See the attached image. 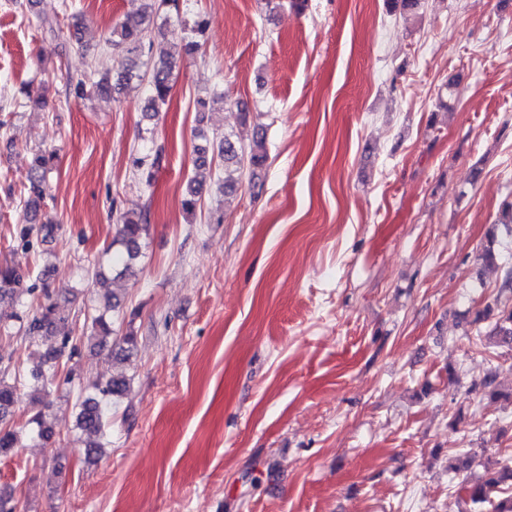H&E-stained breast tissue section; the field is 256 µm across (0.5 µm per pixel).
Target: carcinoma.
I'll return each instance as SVG.
<instances>
[{
    "label": "carcinoma",
    "mask_w": 512,
    "mask_h": 512,
    "mask_svg": "<svg viewBox=\"0 0 512 512\" xmlns=\"http://www.w3.org/2000/svg\"><path fill=\"white\" fill-rule=\"evenodd\" d=\"M163 6L179 9V0H146L144 9L126 17L112 27L104 40L105 52L123 54L119 69H104L94 62L89 72L80 76H70L67 80L69 91L81 98L92 88L99 93H108L114 86L135 84L146 86L148 95L145 99L144 111L158 112L166 105L172 91V75L177 61L186 56L196 55L201 44L195 39L184 40L174 46V50L159 60H153L146 70H141L140 57L145 48L153 45L154 40L165 38L164 25H156L154 18ZM198 137L205 144L194 147L193 171L188 179L183 198L186 211H194L207 189L208 181L219 176V166H224V193L235 192L242 185L244 172H249L250 179L257 178V171L264 167L267 160L264 139L253 136L247 144L240 136L235 138L226 135L218 145L211 144L204 132ZM54 160L51 151H39L34 154L29 170L25 192L27 201L26 214L31 224L20 230V238L30 242L32 235H40L43 227L32 224L36 219L40 203L46 198V175L50 163ZM162 153L159 150L144 151L135 158L137 170L147 172L146 181H151L152 169L160 166ZM148 232L146 213L124 214L120 217L116 237L112 245L105 249L110 255L112 279L135 277L138 274V260L141 254L142 241ZM506 233L512 237V201L502 204L498 219L489 225L485 234L486 242L476 256V262L483 268H499L502 279L498 295L493 301L475 311L470 325L475 328V336L489 345L506 344L512 347V303L501 302L500 295L512 293V254H504L500 250L499 236ZM36 284L31 276L17 271L8 264L0 263V300L8 298L16 302L33 295ZM43 301L36 312L20 315L16 312L0 317V329L10 332L13 325L10 321L20 322L22 335L34 342L42 336H55L58 329L69 323L70 313L61 308L54 298V291L41 289ZM122 301L116 295L107 297L102 311L93 317L89 334L74 338L63 336L60 346L46 350L39 360L25 371L3 362L0 358V419L13 412L18 379H25L32 387L34 401L40 402L39 394L49 385L57 387L72 383L71 375L58 380L60 359L65 349L75 351L78 344L88 340L101 348H112V344H134L135 337L129 333L116 336L112 327L110 313L118 310ZM96 395L87 396L75 404L78 409L76 426L88 435L85 454L89 458L101 454L104 444L101 439L109 425L112 398L118 397L127 390L129 381L123 376L111 377L105 382L92 383ZM470 394H479L490 402H512V391L504 393L497 384L496 375L486 373L480 380L472 383L468 389ZM28 423L34 425L33 433L43 443H48L54 436V429L47 424L45 414L41 411L33 415ZM19 432L12 429H0V454L8 453L18 447ZM448 470L461 476L458 492L461 498L473 509L490 507L491 512H512V465L491 457L485 452L469 448L466 451L448 458Z\"/></svg>",
    "instance_id": "1"
}]
</instances>
